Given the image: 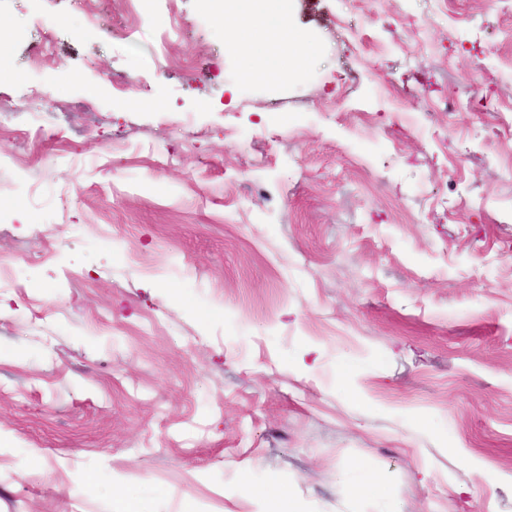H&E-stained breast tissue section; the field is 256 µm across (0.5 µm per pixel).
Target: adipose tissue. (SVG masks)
Wrapping results in <instances>:
<instances>
[{
	"label": "adipose tissue",
	"instance_id": "ef3b65f1",
	"mask_svg": "<svg viewBox=\"0 0 512 512\" xmlns=\"http://www.w3.org/2000/svg\"><path fill=\"white\" fill-rule=\"evenodd\" d=\"M221 24L231 48L248 43L244 73L252 80L277 78L283 66L303 64L318 54L289 25L280 0H229Z\"/></svg>",
	"mask_w": 512,
	"mask_h": 512
}]
</instances>
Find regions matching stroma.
<instances>
[{
    "label": "stroma",
    "mask_w": 512,
    "mask_h": 512,
    "mask_svg": "<svg viewBox=\"0 0 512 512\" xmlns=\"http://www.w3.org/2000/svg\"><path fill=\"white\" fill-rule=\"evenodd\" d=\"M224 2L0 0V512H512V0ZM280 1L235 0L227 4L221 24L232 49H239L241 41L249 44V60L244 69L248 79L270 80L280 76L286 48L289 69L318 54L317 48L302 41L289 25Z\"/></svg>",
    "instance_id": "stroma-1"
}]
</instances>
